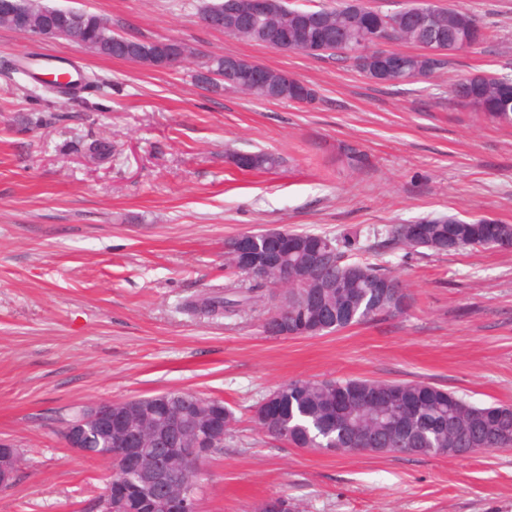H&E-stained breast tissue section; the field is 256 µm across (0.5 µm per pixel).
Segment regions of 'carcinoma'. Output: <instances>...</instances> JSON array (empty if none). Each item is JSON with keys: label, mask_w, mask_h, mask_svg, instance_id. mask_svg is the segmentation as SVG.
Segmentation results:
<instances>
[{"label": "carcinoma", "mask_w": 512, "mask_h": 512, "mask_svg": "<svg viewBox=\"0 0 512 512\" xmlns=\"http://www.w3.org/2000/svg\"><path fill=\"white\" fill-rule=\"evenodd\" d=\"M283 7L263 27L281 36L288 44L296 37L297 19L320 18V26L311 29L313 37L336 44V52L349 53L353 63L366 77L381 84H410L418 78H434L445 68L451 57L434 58L425 53L426 33L414 24L410 12H384L367 18L356 0H339L334 8H299L282 0ZM412 8L432 11L446 37L457 40L471 35L478 22L464 9L437 8L430 0H416ZM90 39L112 44L106 55L123 59L125 48L115 40L116 34L93 25ZM391 41L419 48L417 53H405L406 71L397 73L383 66L375 55L361 51L374 45L378 35ZM450 93L461 106L471 109L499 125L512 126V78L484 72L455 82ZM251 95L257 99L294 102L317 99V91L303 82L288 84V90L256 88ZM386 241L393 245L421 247L436 254L453 255L466 249L512 248V224H488L483 219L463 221L456 216H443L415 224H391L385 228ZM335 246L319 275L305 265V253H296L285 260L288 274L306 273L311 279L308 288H288V298L298 297V303L288 309L276 305L264 322L267 335L276 337L279 321L290 324L325 326L331 333L373 320L379 316L404 312L410 297L400 282L390 273L365 260H350L346 252L348 241L329 239ZM354 268L358 275L344 279L346 269ZM267 284L260 278L251 279L244 288L227 283L224 290L203 294L187 307L211 317L232 318L264 296ZM370 389L382 395L377 407L363 405L361 391ZM347 396L341 413H336V398ZM188 406L201 407V416L193 420L190 430L182 435L176 447L175 489L185 485L182 461L196 452L193 438L205 431L206 412L214 398L186 391ZM259 406L273 411L274 422L265 434L295 448H347L353 443L370 439L383 453H417L421 456H458L484 449L512 448V404L477 405L465 398L429 383L386 382L370 379L291 380L267 395ZM155 453L151 439L144 438L137 448H114L110 456L117 469L112 477V497L123 502V512H153L150 502L137 488V479L126 477L129 458L134 454L146 459Z\"/></svg>", "instance_id": "obj_1"}]
</instances>
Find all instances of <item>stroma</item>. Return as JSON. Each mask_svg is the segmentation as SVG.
Returning a JSON list of instances; mask_svg holds the SVG:
<instances>
[{
  "label": "stroma",
  "instance_id": "obj_1",
  "mask_svg": "<svg viewBox=\"0 0 512 512\" xmlns=\"http://www.w3.org/2000/svg\"><path fill=\"white\" fill-rule=\"evenodd\" d=\"M118 33L177 40L193 61L154 69L0 27V441L23 452L0 512H96L110 460L68 448L92 403L170 389L223 400L230 437L204 465L200 512H512V449L465 456L315 452L262 435L254 414L293 379L423 381L512 404V250L435 255L385 241L389 224L456 215L512 224V128L459 106L451 83L512 76V0L469 10L487 38L429 83H375L340 56L239 40L200 22L202 0H42ZM77 63L85 87L35 82L27 56ZM237 55L312 85L313 104L201 85ZM279 159L243 171L232 156ZM276 225L351 240L412 297L407 313L320 336L274 338L261 299L208 319L184 301L246 276L229 239Z\"/></svg>",
  "mask_w": 512,
  "mask_h": 512
}]
</instances>
